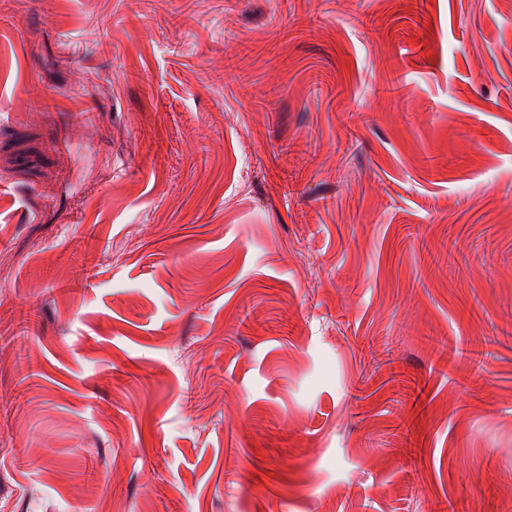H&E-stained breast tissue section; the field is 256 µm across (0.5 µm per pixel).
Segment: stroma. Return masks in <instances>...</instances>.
I'll use <instances>...</instances> for the list:
<instances>
[{"mask_svg":"<svg viewBox=\"0 0 512 512\" xmlns=\"http://www.w3.org/2000/svg\"><path fill=\"white\" fill-rule=\"evenodd\" d=\"M0 512H512V0H0Z\"/></svg>","mask_w":512,"mask_h":512,"instance_id":"stroma-1","label":"stroma"}]
</instances>
